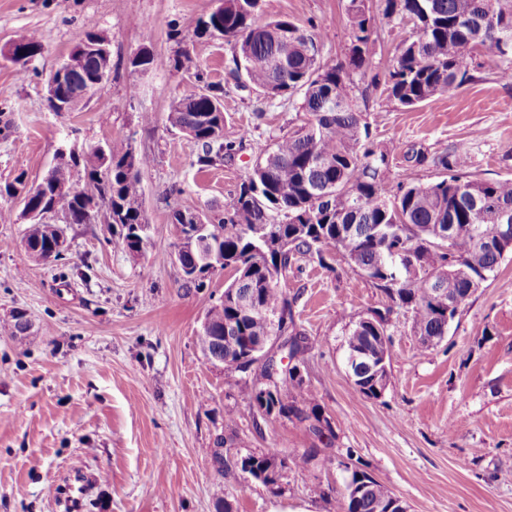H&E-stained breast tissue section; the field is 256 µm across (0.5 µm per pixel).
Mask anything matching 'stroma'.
<instances>
[{
    "label": "stroma",
    "instance_id": "stroma-1",
    "mask_svg": "<svg viewBox=\"0 0 512 512\" xmlns=\"http://www.w3.org/2000/svg\"><path fill=\"white\" fill-rule=\"evenodd\" d=\"M218 0H0V49L35 33L41 51L26 65L0 57V184L25 174L40 180L60 150L133 145L153 162L141 174L142 208L152 246L130 257L112 246L105 224L65 225L67 249L44 264L23 247L29 224L19 201L0 198V512H63L54 490L71 467L94 479L88 512H270L309 505L334 512L329 488L342 487L349 460L404 501L408 512H512V254L463 304L448 334L423 346L408 317L397 316L389 384L376 399L356 395L347 373V335L362 314L384 308L385 294L343 257L333 269L302 259L286 283L298 330L313 348L305 357L307 399L332 425L321 439L307 424L253 417L240 392L243 374L211 364L197 336L229 272L186 289L176 261L175 211H230L257 156L301 125L300 97L267 100L228 77L232 49L197 37L200 18ZM350 0H262L264 20L289 18L327 28L324 63L344 59ZM411 21L377 33L365 74H353L370 138L390 158L391 188L444 177L433 159L466 145L469 170L512 177V83L503 60L482 51L471 80L412 108L382 84ZM104 37L111 74L73 111H51L47 81L86 34ZM189 49L211 81L224 87V138L239 143L231 159L199 167L200 144L172 127L174 99L201 90L175 69ZM150 50L157 63L133 70ZM154 117L142 125L141 113ZM28 333L11 335L15 313ZM235 409L233 449L314 450L303 472H289L281 493L218 473L207 450Z\"/></svg>",
    "mask_w": 512,
    "mask_h": 512
}]
</instances>
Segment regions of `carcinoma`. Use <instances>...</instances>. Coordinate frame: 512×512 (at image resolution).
Listing matches in <instances>:
<instances>
[{"mask_svg": "<svg viewBox=\"0 0 512 512\" xmlns=\"http://www.w3.org/2000/svg\"><path fill=\"white\" fill-rule=\"evenodd\" d=\"M261 0H222L200 19L196 35L219 37L233 47V62H241L246 83L269 98L302 96L309 115L299 129L278 137L240 184L232 213L203 224L188 222L183 232L212 248L220 269L231 272L224 297L205 313L198 343L211 361L238 369L241 357L260 340L288 337L289 358L304 357L310 338L297 330L286 290L281 283L300 257L308 256L328 268L336 252L350 268L368 275V282L409 315L417 336L443 340L448 333L447 308L438 296H429L424 283L448 270L457 291L470 279L484 283L494 274L502 255L488 248L496 239L498 214L512 213V178L486 180L467 174L444 177L427 185L401 186L394 193L385 181L386 152L369 139L367 123L354 91L351 74L365 73L375 53L377 25L395 18L413 22L415 35L403 40L385 81L388 96L403 107H413L443 96L471 78L476 52L487 48L506 66L500 78L512 80V0H380L378 13L366 12L363 0H350V48L343 61L321 60L328 32L308 28L288 18L257 21ZM15 48L29 57L41 51L34 34H22ZM175 66L203 84V92L176 100L169 112L171 125L202 146L197 164L224 162L236 144L224 140L223 87L205 80L188 51ZM110 70V56L85 54L72 84L98 82ZM153 159L132 148L93 147L79 159L54 165L30 196L21 199L29 215L25 237L29 254L50 262L65 250L59 226L44 214L59 198H68L72 224H109L112 244L130 256H139L150 244L142 210L141 172ZM435 165L464 170L469 157L457 147L434 158ZM83 166L88 181L80 186L72 170ZM457 226L447 247L436 246L437 231ZM183 286L200 288L214 267L203 263L202 252L178 248ZM395 325L384 320L371 326L354 322L347 352L359 357L352 364L354 392L375 396L368 363L385 352L384 337ZM234 341L226 340L227 335ZM306 382L293 370L274 375L258 364L245 396L253 415L274 426L281 417L309 423L319 437L333 434L319 427L322 412L303 398ZM313 459L309 451L291 457L274 449L241 457V471L278 493L282 486L263 477L277 468L282 478L303 471ZM389 491L376 482L359 498L344 491L335 496L336 512H386Z\"/></svg>", "mask_w": 512, "mask_h": 512, "instance_id": "obj_1", "label": "carcinoma"}]
</instances>
